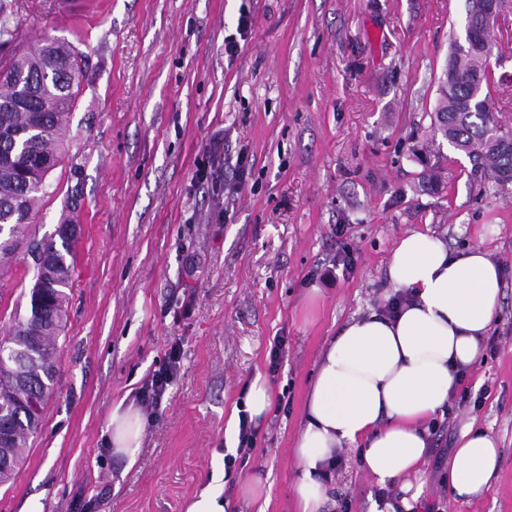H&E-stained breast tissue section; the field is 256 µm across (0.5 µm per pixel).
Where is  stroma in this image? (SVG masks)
<instances>
[{
    "mask_svg": "<svg viewBox=\"0 0 512 512\" xmlns=\"http://www.w3.org/2000/svg\"><path fill=\"white\" fill-rule=\"evenodd\" d=\"M11 3L24 45L68 41L87 77L25 229L39 239L69 218L80 233L55 392L0 512H185L217 471L227 512H293L291 448L318 361L346 321L393 297L388 258L412 231L482 246L503 269L497 352L465 380L485 398L453 409L431 441L415 512H512V187L475 172L431 119L466 0H96L78 17L58 0ZM489 38L491 96L512 124V0ZM241 157L247 180L225 191ZM348 250L346 273L336 258ZM33 283L18 247L0 264V337ZM174 343L177 376L161 407L143 408L127 466L103 438L111 412L138 402ZM258 374L272 403L228 469ZM469 423L498 441L501 468L461 502L448 455ZM341 455L332 512H370L378 485L358 449Z\"/></svg>",
    "mask_w": 512,
    "mask_h": 512,
    "instance_id": "obj_1",
    "label": "stroma"
}]
</instances>
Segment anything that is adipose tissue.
<instances>
[{
	"instance_id": "adipose-tissue-1",
	"label": "adipose tissue",
	"mask_w": 512,
	"mask_h": 512,
	"mask_svg": "<svg viewBox=\"0 0 512 512\" xmlns=\"http://www.w3.org/2000/svg\"><path fill=\"white\" fill-rule=\"evenodd\" d=\"M388 276L409 303L392 316L351 317L319 363L291 449L296 512H327L323 478L346 447L362 448L364 468L377 484H400L396 501L371 512H413L430 446L427 424L482 355L503 289L501 270L484 249L456 253L442 238L413 231L396 243ZM107 431L113 453L135 464L144 432L139 409L117 405ZM500 465L496 440L474 425L463 427L448 459L451 496L482 497Z\"/></svg>"
}]
</instances>
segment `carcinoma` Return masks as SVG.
I'll return each mask as SVG.
<instances>
[{"label": "carcinoma", "instance_id": "cac0c4a2", "mask_svg": "<svg viewBox=\"0 0 512 512\" xmlns=\"http://www.w3.org/2000/svg\"><path fill=\"white\" fill-rule=\"evenodd\" d=\"M480 2L469 0L465 23L466 49L453 48L439 86L435 126L455 149L479 164L495 187L512 184V128L490 103L492 72L486 54L491 50V26H479ZM19 25L13 22L8 3L0 0V262L19 245V234L47 194L46 177L36 170L38 159L58 161L67 118L84 74L75 49L60 39L20 51ZM56 226L42 238L46 275L35 280L24 314H15L8 335L0 338V411L8 416L13 432L6 449L10 465L19 466L28 440L39 429L41 418L17 415L16 401L36 395L45 403L53 394L58 372L56 338L64 330L66 305L72 286L75 238ZM26 339L33 356L27 366L14 360L12 340Z\"/></svg>", "mask_w": 512, "mask_h": 512}]
</instances>
